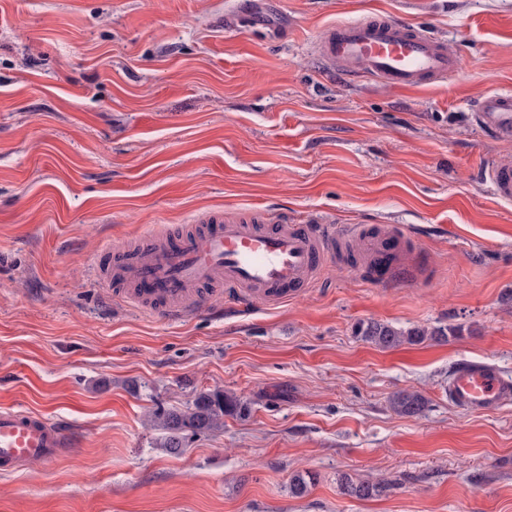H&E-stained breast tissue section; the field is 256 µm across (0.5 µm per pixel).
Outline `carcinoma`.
Returning <instances> with one entry per match:
<instances>
[{
	"label": "carcinoma",
	"instance_id": "cac0c4a2",
	"mask_svg": "<svg viewBox=\"0 0 512 512\" xmlns=\"http://www.w3.org/2000/svg\"><path fill=\"white\" fill-rule=\"evenodd\" d=\"M356 335L377 347L387 349L402 344L421 343L427 339L446 340L448 335L442 328H414L408 331L396 329L388 324L370 321L356 328ZM426 399L416 391H400L391 399L392 409L405 416L420 415ZM248 412V405L234 395L220 391L198 394L191 406L184 410L172 408L155 413L157 426L164 431L163 446L172 453H178L184 447L188 435H200L219 428L226 415H242ZM344 494L358 499L379 497L388 489V484L365 479L353 482L347 478L341 482Z\"/></svg>",
	"mask_w": 512,
	"mask_h": 512
}]
</instances>
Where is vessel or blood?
<instances>
[{"label":"vessel or blood","instance_id":"1","mask_svg":"<svg viewBox=\"0 0 512 512\" xmlns=\"http://www.w3.org/2000/svg\"><path fill=\"white\" fill-rule=\"evenodd\" d=\"M318 53L328 63H347L354 76H373L398 89H412L463 67L458 56L414 24L375 15L338 24L323 36ZM478 126L512 139V92L482 96L474 109ZM484 179L498 200L512 201V166L489 165ZM359 240L381 283L413 279L412 267L384 263L383 240L363 224H262L225 221L216 215L185 234H153L124 252L110 282L129 286L133 302L149 303L180 319L206 300L205 289L221 285L226 308L266 303L299 293L316 269L332 262L341 243ZM448 397L467 412L491 411L512 398V379L488 363L466 362L448 382ZM82 433L63 421L24 410H0V470L22 462L51 464L77 453Z\"/></svg>","mask_w":512,"mask_h":512}]
</instances>
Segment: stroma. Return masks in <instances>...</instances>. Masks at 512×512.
I'll list each match as a JSON object with an SVG mask.
<instances>
[{
  "mask_svg": "<svg viewBox=\"0 0 512 512\" xmlns=\"http://www.w3.org/2000/svg\"><path fill=\"white\" fill-rule=\"evenodd\" d=\"M376 13L462 70L412 92L330 70L327 27ZM502 90L512 0H0V407L87 439L0 471V512H512V400L448 398L462 362L512 376V203L482 178L512 140L471 112ZM217 213L399 224L423 275L383 288L344 259L299 296L178 322L99 280L129 240ZM368 321L449 333L382 349ZM214 390L249 414L170 453L157 407ZM403 390L421 415L392 409ZM345 476L389 488L357 499ZM426 404V399L416 391H400L391 399L392 409L396 413L409 417L420 415Z\"/></svg>",
  "mask_w": 512,
  "mask_h": 512,
  "instance_id": "stroma-1",
  "label": "stroma"
}]
</instances>
